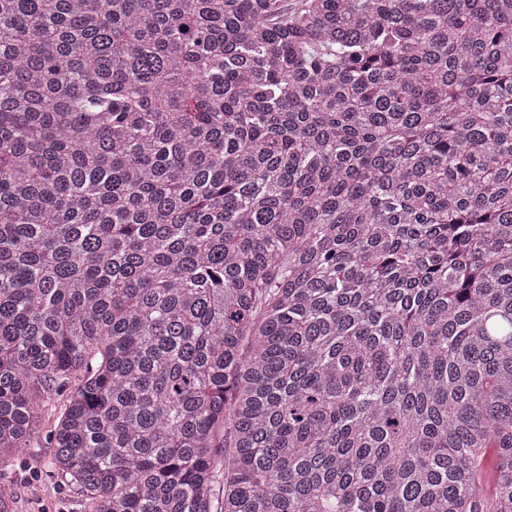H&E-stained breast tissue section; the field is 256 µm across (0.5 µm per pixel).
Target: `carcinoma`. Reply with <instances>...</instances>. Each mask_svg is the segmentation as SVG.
<instances>
[{
    "instance_id": "obj_1",
    "label": "carcinoma",
    "mask_w": 512,
    "mask_h": 512,
    "mask_svg": "<svg viewBox=\"0 0 512 512\" xmlns=\"http://www.w3.org/2000/svg\"><path fill=\"white\" fill-rule=\"evenodd\" d=\"M281 2L0 0V470L512 512V0Z\"/></svg>"
}]
</instances>
